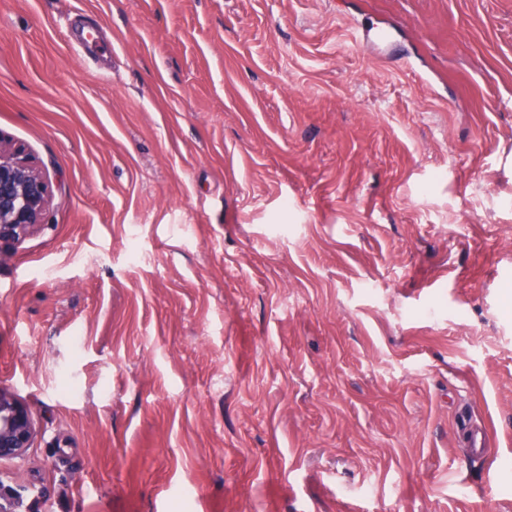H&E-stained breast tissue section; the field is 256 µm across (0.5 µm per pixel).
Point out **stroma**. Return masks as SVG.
<instances>
[{
  "label": "stroma",
  "mask_w": 512,
  "mask_h": 512,
  "mask_svg": "<svg viewBox=\"0 0 512 512\" xmlns=\"http://www.w3.org/2000/svg\"><path fill=\"white\" fill-rule=\"evenodd\" d=\"M0 140L18 512H512V0H0ZM49 204L44 175L0 140V246L40 227ZM34 434L26 404L8 389L0 388V460L23 459Z\"/></svg>",
  "instance_id": "1"
}]
</instances>
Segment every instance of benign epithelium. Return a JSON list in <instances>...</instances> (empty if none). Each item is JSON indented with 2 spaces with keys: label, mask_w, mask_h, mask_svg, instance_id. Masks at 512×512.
Wrapping results in <instances>:
<instances>
[{
  "label": "benign epithelium",
  "mask_w": 512,
  "mask_h": 512,
  "mask_svg": "<svg viewBox=\"0 0 512 512\" xmlns=\"http://www.w3.org/2000/svg\"><path fill=\"white\" fill-rule=\"evenodd\" d=\"M50 204L44 175L21 156V150L0 141V244L35 231ZM34 424L26 404L0 388V460L22 459L30 447ZM20 493L0 483V512H16Z\"/></svg>",
  "instance_id": "7a95c632"
}]
</instances>
